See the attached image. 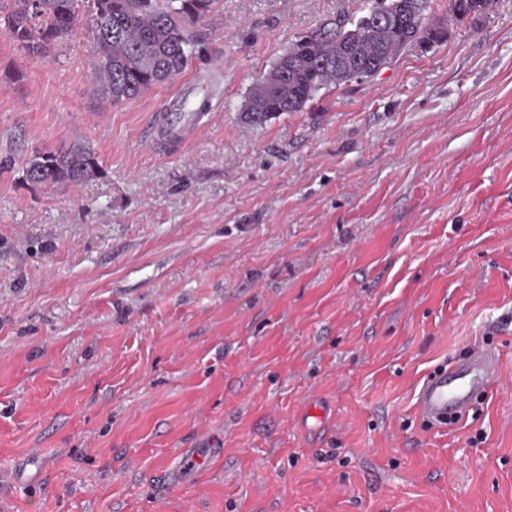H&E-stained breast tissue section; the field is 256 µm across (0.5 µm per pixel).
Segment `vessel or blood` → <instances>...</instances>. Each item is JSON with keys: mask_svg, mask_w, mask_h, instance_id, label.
I'll use <instances>...</instances> for the list:
<instances>
[{"mask_svg": "<svg viewBox=\"0 0 512 512\" xmlns=\"http://www.w3.org/2000/svg\"><path fill=\"white\" fill-rule=\"evenodd\" d=\"M501 357L485 346L429 372L416 395L418 415L434 429H448L468 416L475 401L499 381Z\"/></svg>", "mask_w": 512, "mask_h": 512, "instance_id": "b4317fda", "label": "vessel or blood"}]
</instances>
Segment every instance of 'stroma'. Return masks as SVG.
Segmentation results:
<instances>
[{
  "label": "stroma",
  "instance_id": "35a3bbf8",
  "mask_svg": "<svg viewBox=\"0 0 512 512\" xmlns=\"http://www.w3.org/2000/svg\"><path fill=\"white\" fill-rule=\"evenodd\" d=\"M362 0H215L209 48L120 104L78 26L0 34V512H512V0L253 126L289 44ZM185 143L143 130L182 94ZM82 143L100 177L30 185ZM502 378L450 432L422 378ZM203 109L202 108H199V107H192V108H189L187 107V104L186 102H184L182 105H181V110L183 112H177V113H182V114H169V118L173 121H178V123L176 124V127H175V131H176V136L173 137V138H184V136L187 134L188 132V129L190 127H192L193 125H195L198 121H200L202 119V117L204 116V112H200L201 110ZM498 350L485 346L469 350L466 358L429 372L416 395V412L433 429L458 425L475 401L500 380Z\"/></svg>",
  "mask_w": 512,
  "mask_h": 512
}]
</instances>
